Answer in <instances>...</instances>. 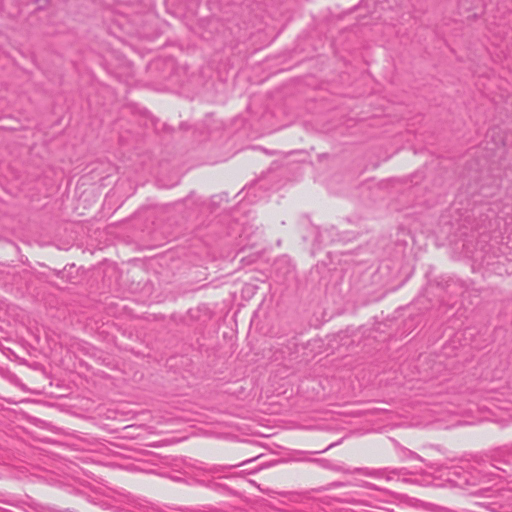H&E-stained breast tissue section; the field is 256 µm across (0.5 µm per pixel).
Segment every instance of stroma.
I'll list each match as a JSON object with an SVG mask.
<instances>
[{"instance_id":"1","label":"stroma","mask_w":512,"mask_h":512,"mask_svg":"<svg viewBox=\"0 0 512 512\" xmlns=\"http://www.w3.org/2000/svg\"><path fill=\"white\" fill-rule=\"evenodd\" d=\"M338 2L0 0V512H512V298L491 288L512 275V0ZM200 77L234 87L222 119L183 108ZM220 153L254 166L208 180ZM312 180L393 204L389 241L335 251L288 201ZM471 429L493 442L449 444ZM402 431L428 455L283 441ZM197 440L256 454H178ZM295 464L336 477L254 478ZM389 445L390 442L386 436H373L361 441L344 442L336 448H330L328 454L344 461H360L366 465L380 466L391 459L388 454ZM360 448L369 449L361 450Z\"/></svg>"}]
</instances>
